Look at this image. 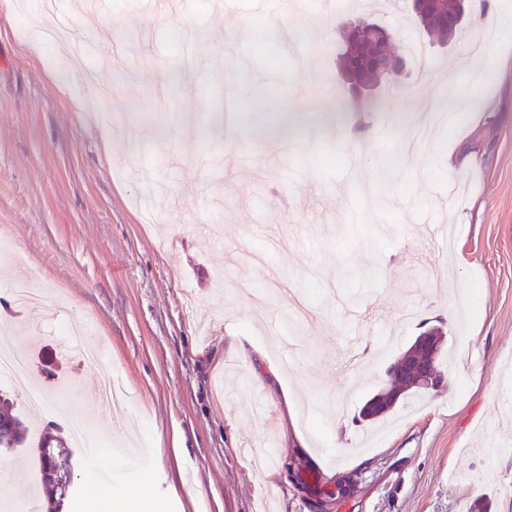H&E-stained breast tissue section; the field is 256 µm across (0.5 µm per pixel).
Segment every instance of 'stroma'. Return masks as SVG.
Segmentation results:
<instances>
[{
    "label": "stroma",
    "mask_w": 512,
    "mask_h": 512,
    "mask_svg": "<svg viewBox=\"0 0 512 512\" xmlns=\"http://www.w3.org/2000/svg\"><path fill=\"white\" fill-rule=\"evenodd\" d=\"M81 2L55 0V12L95 41L84 69L65 42L35 44L25 0H0V239L13 262L0 322L33 340L35 387L72 385L67 411L114 376L135 397L96 413L94 447L74 449L70 512L101 496L129 512H512V33L495 32L470 73L445 66L512 0H488L444 48L410 0H183L163 16L152 0ZM281 18L282 39H253ZM357 20L387 27L407 69L355 99L338 30ZM120 42L137 52L103 104L86 71ZM444 101L464 121L432 126L404 162L400 143ZM264 111L287 118L290 139L256 131ZM160 129L169 140L152 139ZM231 150L253 165L211 178ZM383 153L396 165L380 207ZM433 223L456 225L452 244ZM255 252L284 282L258 323L238 288L261 277ZM18 277L64 296L63 311H19ZM86 319L109 346L93 370L62 350ZM431 327L457 358L444 387L359 420L389 363ZM287 335L306 351L290 369ZM132 436L148 463L124 462ZM296 452L348 491L293 482L283 462Z\"/></svg>",
    "instance_id": "1"
}]
</instances>
